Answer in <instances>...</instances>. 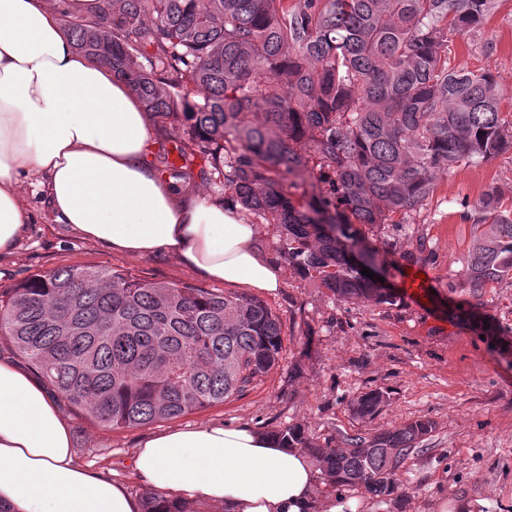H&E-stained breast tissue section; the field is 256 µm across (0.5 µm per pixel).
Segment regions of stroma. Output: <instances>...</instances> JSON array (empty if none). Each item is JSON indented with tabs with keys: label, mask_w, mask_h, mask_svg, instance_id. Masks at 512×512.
Wrapping results in <instances>:
<instances>
[{
	"label": "stroma",
	"mask_w": 512,
	"mask_h": 512,
	"mask_svg": "<svg viewBox=\"0 0 512 512\" xmlns=\"http://www.w3.org/2000/svg\"><path fill=\"white\" fill-rule=\"evenodd\" d=\"M450 48L452 64L497 75L501 109L512 113V0H497L477 36L451 35ZM38 181L32 175L19 186L32 222L12 254L0 256V295L32 273L86 264L210 287V280L175 258L116 254L54 223ZM493 188L512 205V150L442 176L414 223L362 227L397 295L391 305L337 302L289 266L274 225L258 224L261 243L284 274L283 288L265 298L283 338L278 367L243 396L137 428L108 431L61 406L77 463L143 499L151 491L133 473L131 459L146 438L169 430L246 425L271 434L299 426L322 442L428 419L435 429L399 469L392 496L382 499L361 487L336 489L322 479L317 495H340L354 503L355 512H436L447 499L475 503V512H512V350L500 353L455 316L460 308L471 311L512 340V280L478 292L465 280L476 234L474 206ZM409 263L430 274L418 305L406 292ZM371 390L386 396L380 411L370 419L355 418L352 401Z\"/></svg>",
	"instance_id": "1"
}]
</instances>
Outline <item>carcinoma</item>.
<instances>
[{"instance_id": "1", "label": "carcinoma", "mask_w": 512, "mask_h": 512, "mask_svg": "<svg viewBox=\"0 0 512 512\" xmlns=\"http://www.w3.org/2000/svg\"><path fill=\"white\" fill-rule=\"evenodd\" d=\"M495 0H97L67 36L111 65L176 136L158 169L195 176L264 224L302 277L335 300L396 301L362 275L357 224H412L441 174L512 149L496 76L450 64L448 35L478 31ZM201 104L190 103V95ZM198 169H193V166ZM309 185L302 204L285 181ZM483 230L468 287L512 280V209L492 189L475 205ZM0 334L71 407L108 430L167 421L239 397L276 368L277 316L256 297L151 282L88 265L33 274L0 304ZM381 391L354 400L374 416ZM435 429L414 420L320 444L298 426L322 478L391 495ZM143 512H189L155 494Z\"/></svg>"}]
</instances>
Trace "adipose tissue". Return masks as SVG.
I'll use <instances>...</instances> for the list:
<instances>
[{"label":"adipose tissue","mask_w":512,"mask_h":512,"mask_svg":"<svg viewBox=\"0 0 512 512\" xmlns=\"http://www.w3.org/2000/svg\"><path fill=\"white\" fill-rule=\"evenodd\" d=\"M142 99L109 65L78 53L43 0H0V251L25 234L23 175H42L55 223L113 252L180 259L228 288L274 294L283 272L231 201L161 175ZM132 467L169 500L224 512H350L316 498L302 450L247 426L152 436ZM126 488L78 466L71 431L45 384L0 360V512H142Z\"/></svg>","instance_id":"adipose-tissue-1"}]
</instances>
